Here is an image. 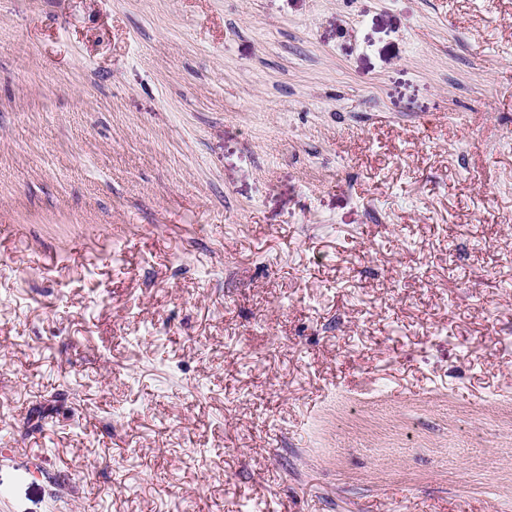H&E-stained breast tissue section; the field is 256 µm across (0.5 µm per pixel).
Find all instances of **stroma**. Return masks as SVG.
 I'll return each instance as SVG.
<instances>
[{
  "label": "stroma",
  "instance_id": "stroma-1",
  "mask_svg": "<svg viewBox=\"0 0 512 512\" xmlns=\"http://www.w3.org/2000/svg\"><path fill=\"white\" fill-rule=\"evenodd\" d=\"M512 512V0H0V512Z\"/></svg>",
  "mask_w": 512,
  "mask_h": 512
}]
</instances>
